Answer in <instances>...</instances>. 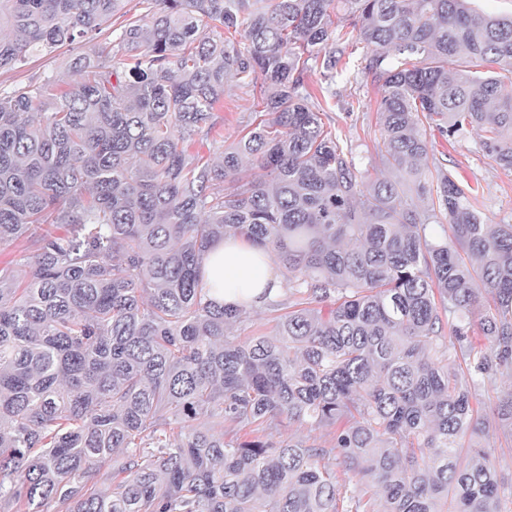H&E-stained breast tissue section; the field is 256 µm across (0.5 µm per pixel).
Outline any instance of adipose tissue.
<instances>
[{
  "label": "adipose tissue",
  "mask_w": 512,
  "mask_h": 512,
  "mask_svg": "<svg viewBox=\"0 0 512 512\" xmlns=\"http://www.w3.org/2000/svg\"><path fill=\"white\" fill-rule=\"evenodd\" d=\"M202 275L211 299L220 306L257 310L280 293L272 252L235 236L210 248L203 261Z\"/></svg>",
  "instance_id": "1"
}]
</instances>
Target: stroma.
I'll list each match as a JSON object with an SVG mask.
<instances>
[{
	"instance_id": "stroma-1",
	"label": "stroma",
	"mask_w": 512,
	"mask_h": 512,
	"mask_svg": "<svg viewBox=\"0 0 512 512\" xmlns=\"http://www.w3.org/2000/svg\"><path fill=\"white\" fill-rule=\"evenodd\" d=\"M72 52L58 50L33 53L28 66L17 70H0V87L6 88L28 81L30 77L55 80L58 87H65L69 80L68 64ZM312 86L328 85L326 95V121L335 128L337 135L352 150L354 162L365 171L369 179L388 176L389 171L376 156L381 140L376 112V91L366 85L356 67L337 71L330 80H323L320 73H312ZM259 97L240 80L226 83L224 106L216 112L217 128L225 143L239 138L245 125L251 123L260 108ZM427 138L434 153L444 167L462 184L472 187L486 223L512 224V170L498 165L483 154L478 147L475 132L451 136L439 131L428 132ZM499 389L489 388L479 397L477 415L486 427L493 462L506 482H512V432L503 429L494 416Z\"/></svg>"
}]
</instances>
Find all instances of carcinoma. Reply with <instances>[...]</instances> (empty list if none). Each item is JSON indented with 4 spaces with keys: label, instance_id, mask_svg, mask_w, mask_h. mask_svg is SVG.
Wrapping results in <instances>:
<instances>
[{
    "label": "carcinoma",
    "instance_id": "1",
    "mask_svg": "<svg viewBox=\"0 0 512 512\" xmlns=\"http://www.w3.org/2000/svg\"><path fill=\"white\" fill-rule=\"evenodd\" d=\"M127 2L0 0L1 70L92 42L50 111L46 82L0 90V245L34 249L23 277L0 268V512H512L473 407L512 374V224L484 223L427 139L476 128L512 169V16ZM354 41L394 180H365L308 83ZM231 77L271 118L212 163L195 136L220 143ZM226 236L288 270L272 336L229 335L244 312L208 299ZM496 415L512 431V389ZM285 422L331 439L274 440Z\"/></svg>",
    "mask_w": 512,
    "mask_h": 512
}]
</instances>
